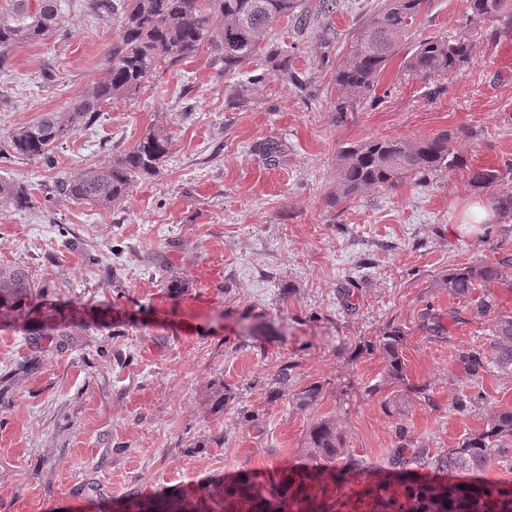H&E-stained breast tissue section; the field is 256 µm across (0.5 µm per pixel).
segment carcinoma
Instances as JSON below:
<instances>
[{
  "instance_id": "1",
  "label": "carcinoma",
  "mask_w": 512,
  "mask_h": 512,
  "mask_svg": "<svg viewBox=\"0 0 512 512\" xmlns=\"http://www.w3.org/2000/svg\"><path fill=\"white\" fill-rule=\"evenodd\" d=\"M63 3L0 0V68L13 51L63 31ZM428 5L429 0H383L336 65L335 80L341 92L336 111L357 112L376 102L383 74L398 55L402 56L401 70L424 81L457 70L473 58V45L461 38L431 36L401 51L402 38ZM87 10L119 24L120 40L103 59L106 76L66 111L44 112L0 141L1 161L16 158L52 165L58 146L77 127L96 124L105 105L135 99L158 67H172L203 49L226 77L239 73L262 54L268 63L280 60L279 73L292 80L288 47L266 41V35L282 18L300 25L307 22L302 0H87ZM501 17L512 21V0H466V21L471 24ZM170 146L167 128H152L107 164L57 177L50 195L110 208L135 183L159 173ZM463 166V157L454 152L453 134L446 130L415 141L369 139L341 153L336 200L406 181L418 184ZM503 179L504 172L496 167L469 169V183L476 191L495 189ZM32 201L28 185L0 178L1 205L22 211L31 208ZM492 283L512 288L511 246H498L493 262L475 259L448 269L439 283L448 289L456 313L474 310L488 318L490 326L489 349L466 346L454 351V364L472 388L452 401L453 410L462 415L487 403L486 395L476 389L484 375L495 369L512 372V312L498 308L490 294L474 297L476 288ZM34 287L25 268L0 265V324L25 321L46 328V336H66L73 325L98 318L96 313L48 303L33 294ZM404 339L398 328L379 339L385 376L391 384L429 402L427 384H409ZM292 369L291 365L280 369L273 378L271 396L283 395ZM322 393V385L313 382L296 391L292 399L312 409ZM397 432L400 448L391 469L380 473L347 448L332 418H316L309 426L302 461L268 475L263 483L243 470L230 481L221 479L204 487V500L194 509L183 508L177 493L147 501L131 493L118 512H512V483H490L481 477L492 460L512 465L511 406L495 408L453 448H420L406 439L403 426Z\"/></svg>"
}]
</instances>
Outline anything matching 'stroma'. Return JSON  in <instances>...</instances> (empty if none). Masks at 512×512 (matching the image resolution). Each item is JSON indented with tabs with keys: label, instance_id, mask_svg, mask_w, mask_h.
Segmentation results:
<instances>
[{
	"label": "stroma",
	"instance_id": "1",
	"mask_svg": "<svg viewBox=\"0 0 512 512\" xmlns=\"http://www.w3.org/2000/svg\"><path fill=\"white\" fill-rule=\"evenodd\" d=\"M67 2L64 32L0 69V140L66 110L104 75L117 23L86 0ZM319 3L304 0L306 25L271 31L291 48L296 82L260 58L226 78L203 52L156 70L137 99L74 130L55 168L0 162V177L36 198L27 211L0 206V264L28 269L48 301L111 310L65 336L31 339L21 321L0 327V512H112L133 490L192 499L218 477L291 467L317 417L336 419L348 447L378 469L400 445L398 425L433 448L479 428V416L451 408L461 389L453 353L488 347L489 324L450 320L437 280L493 259L497 241L480 227L455 229L473 203L493 212L492 192L454 168L420 185L333 196L341 150L368 139L447 129L466 168L512 160V24L469 25L464 0H430L404 45L461 37L473 60L428 81L391 63L381 100L342 115L336 64L381 0H338L329 15ZM157 125L171 136L167 161L120 203L43 205L56 177L110 160ZM173 273L186 282L177 295L165 286ZM438 317L449 327L441 339L429 331ZM392 327L404 332L411 383H429L431 402L386 379L378 341ZM286 364L295 388L323 384L314 410L288 395L268 400L264 384ZM219 381L233 399L216 410L207 398ZM244 409L259 427L242 421Z\"/></svg>",
	"mask_w": 512,
	"mask_h": 512
}]
</instances>
